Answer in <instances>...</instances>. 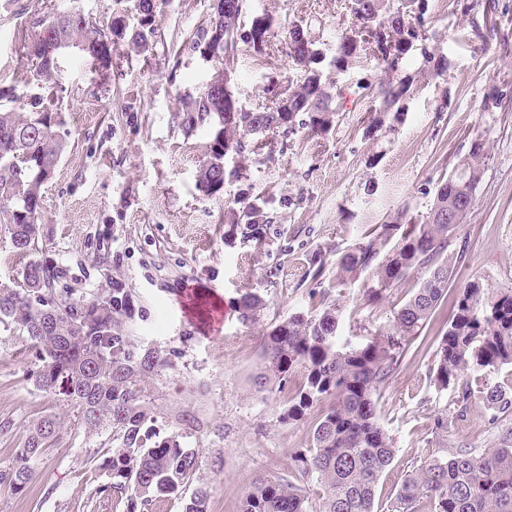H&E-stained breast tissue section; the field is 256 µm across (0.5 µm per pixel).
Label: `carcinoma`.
Instances as JSON below:
<instances>
[{"label": "carcinoma", "mask_w": 512, "mask_h": 512, "mask_svg": "<svg viewBox=\"0 0 512 512\" xmlns=\"http://www.w3.org/2000/svg\"><path fill=\"white\" fill-rule=\"evenodd\" d=\"M226 11L211 7L209 25L197 30L192 49L209 62L223 63L224 42L247 45L255 55L271 57L273 18L252 11L242 25L246 0H222ZM15 16L32 15L38 34L30 38L17 29L21 57L30 61L45 92L29 97L19 109L1 104L14 98L0 89V224L6 225L12 249L34 254L42 218V189L53 177L67 149L61 100L63 88L54 81L56 45L76 48L92 64L112 67V53L128 46L147 59L156 47L158 0H133L132 10L120 9L102 25L80 7L60 10L44 0H11ZM428 0H351L354 29L341 36L334 67L349 69L372 52L385 73L378 86L382 113H398L410 89L402 74L405 56L426 40L424 16ZM287 55L300 70L294 84L268 88L270 105L239 107L234 128L224 131V112L236 99L206 84L195 94L179 95L176 119L188 130L206 131L207 163L196 176L199 190L224 194V149L240 156L254 140L296 131L299 115L308 116L313 132L333 123L332 95L322 76L323 61L316 43L300 25L289 30ZM484 145L474 140L469 157L441 180L424 221L405 224L404 215L381 224L336 262V288L370 272L367 301L385 300L412 274L419 285L392 314L386 331L352 345L337 336L340 308L328 305L315 314L293 313L267 331L262 341L264 387L288 384L299 371L302 382L288 400L281 420L305 419L323 404L311 446L290 454L287 473L258 478L241 512H374L380 475L391 464L395 448L380 422L378 393L393 375L410 338L427 320L451 302L448 329L435 348L429 377L439 391L453 387L461 407L474 396L463 376L480 377L479 390L488 408L512 410V389L491 382L504 365L512 364V288H493L480 280L448 295L453 270L464 261L462 251H448L455 225L439 219L451 208L472 207L484 173ZM238 209L225 215L224 237L241 233L265 241L272 220L273 199L252 194L242 183ZM22 283L0 282V326L21 332L37 357L31 381L41 391L60 397L64 413H49L29 423L15 460L0 467V487L24 492L32 483V463L58 439L73 418L87 436L110 433L108 449L97 467L105 482L93 496L112 500L122 512H157L172 499H183L198 469L200 450L186 446L178 434L161 435L148 407L147 378L173 367L171 350L145 345L132 335L134 300L124 288L104 297L70 302L49 288L54 268L32 261L21 273ZM263 308L261 296L240 297L239 321L252 324ZM323 490L310 497L308 483ZM209 489L199 486L184 499L183 512H207ZM396 512H512V448H440L407 474L395 493Z\"/></svg>", "instance_id": "cac0c4a2"}]
</instances>
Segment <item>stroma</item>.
<instances>
[{"label": "stroma", "instance_id": "obj_1", "mask_svg": "<svg viewBox=\"0 0 512 512\" xmlns=\"http://www.w3.org/2000/svg\"><path fill=\"white\" fill-rule=\"evenodd\" d=\"M495 2V35L477 37L483 12ZM429 0L424 49L412 50L403 73L411 88L398 116L371 122L380 105L375 88L383 72L373 57L338 74L340 97L332 127L321 134L297 128L277 138L272 159L247 155L256 195L278 198L263 244L243 237L224 240V215L237 197V183L219 196L199 191L196 175L205 160L202 132L184 130L174 119L179 93L200 89L215 66L188 48L211 15L212 0H160L155 54L112 58V79L91 68L78 52L60 57L56 79L64 90L68 147L43 188L39 254L56 267L57 294L86 300L109 288L135 297L132 329L143 342L174 350L175 372L149 385L155 424L200 449L197 480L210 488L208 512H239L252 482L281 475L291 452L309 447L312 420L281 423L293 386L258 391L260 340L295 312L322 308L308 260L325 258L323 280H336V260L365 231L397 214L424 220L436 187L468 154L473 139L485 144V171L473 207L451 239L466 259L449 286L462 289L482 280L512 288V0ZM351 0H272L276 57L238 45L234 60L237 97L263 106L270 78L296 79L284 47L288 31L301 25L324 57V72L342 33L354 19ZM0 0V59L8 64L1 86L26 98L42 91L22 61L17 27L35 34L30 17L13 19ZM446 72H437L439 58ZM141 106L137 123L122 110ZM418 283L410 277L387 300L365 297L368 273L358 275L340 298L338 333L357 344L386 330L394 306ZM255 292L264 307L251 325L238 320L242 294ZM449 305L440 306L379 396L380 419L393 439L395 456L382 473L375 512H391L392 492L405 475L437 448H511L512 413L492 417L472 398L447 432L435 426L438 409L452 405L453 391L438 392L429 379L433 343L448 328ZM37 361L19 333L0 328V466L14 459L36 417L59 411L56 397L37 390L28 375ZM193 415L198 426L183 418ZM98 439L68 426L55 445L34 462L35 478L22 493L0 488V512H113L90 497L104 478L92 458ZM223 458L224 468L212 467Z\"/></svg>", "mask_w": 512, "mask_h": 512}]
</instances>
